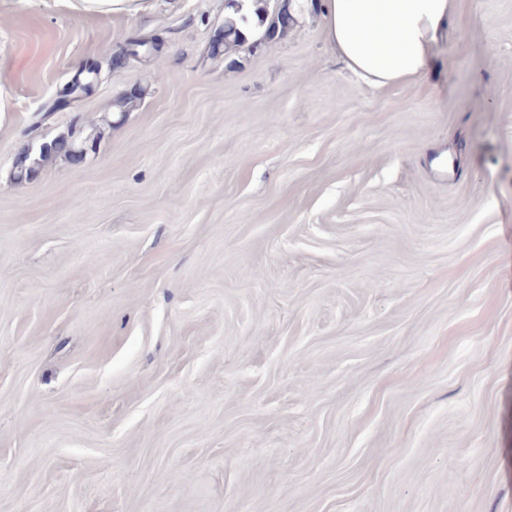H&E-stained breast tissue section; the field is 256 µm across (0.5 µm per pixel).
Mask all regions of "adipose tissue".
Instances as JSON below:
<instances>
[{"label":"adipose tissue","instance_id":"obj_1","mask_svg":"<svg viewBox=\"0 0 512 512\" xmlns=\"http://www.w3.org/2000/svg\"><path fill=\"white\" fill-rule=\"evenodd\" d=\"M324 39L370 87L415 84L434 67L455 0H322Z\"/></svg>","mask_w":512,"mask_h":512}]
</instances>
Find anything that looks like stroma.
I'll return each instance as SVG.
<instances>
[{
	"label": "stroma",
	"mask_w": 512,
	"mask_h": 512,
	"mask_svg": "<svg viewBox=\"0 0 512 512\" xmlns=\"http://www.w3.org/2000/svg\"><path fill=\"white\" fill-rule=\"evenodd\" d=\"M455 9L374 89L315 6L0 5V512H512V0ZM68 9L101 17L135 14L144 9L146 0H61ZM224 24L213 45L215 54H235L283 35L294 19L288 13L290 0H225ZM251 33L250 39L245 31ZM258 36L257 38H255ZM252 39V40H251ZM88 141L87 137H82L76 132H72L67 138L58 139L51 142H43L39 147L30 150L29 147L23 152L16 161L18 169L17 177H32L40 168V162L48 155L63 154L72 160L73 154L85 148Z\"/></svg>",
	"instance_id": "35a3bbf8"
}]
</instances>
